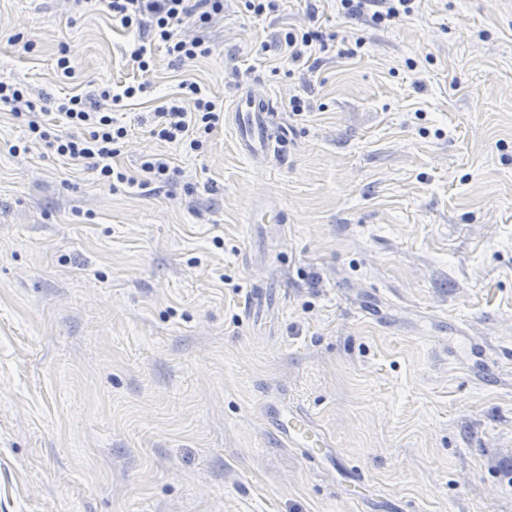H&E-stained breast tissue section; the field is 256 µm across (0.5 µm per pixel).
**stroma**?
I'll use <instances>...</instances> for the list:
<instances>
[{
	"mask_svg": "<svg viewBox=\"0 0 512 512\" xmlns=\"http://www.w3.org/2000/svg\"><path fill=\"white\" fill-rule=\"evenodd\" d=\"M317 7L357 56L284 62L305 0H224L191 66L157 50L115 113L128 173L170 160L159 190L11 153L25 132L0 107V512H512V0H421L385 26ZM125 43L73 0H0V77L34 101L139 79ZM185 79L227 107L247 81L271 95L287 153L253 165L225 118L191 154L152 137ZM262 204L281 222L250 224ZM251 280L279 290L257 323ZM459 330L504 359L496 385ZM278 401L359 480L282 445Z\"/></svg>",
	"mask_w": 512,
	"mask_h": 512,
	"instance_id": "obj_1",
	"label": "stroma"
}]
</instances>
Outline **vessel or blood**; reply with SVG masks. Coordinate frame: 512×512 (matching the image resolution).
<instances>
[{
  "instance_id": "1",
  "label": "vessel or blood",
  "mask_w": 512,
  "mask_h": 512,
  "mask_svg": "<svg viewBox=\"0 0 512 512\" xmlns=\"http://www.w3.org/2000/svg\"><path fill=\"white\" fill-rule=\"evenodd\" d=\"M272 99L251 85L241 86L234 107L235 145L239 154L256 163H266L275 150L278 128ZM270 426L279 440L300 452L312 465H336L332 441L302 408L288 404L273 406Z\"/></svg>"
}]
</instances>
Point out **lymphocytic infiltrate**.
I'll return each mask as SVG.
<instances>
[{"label":"lymphocytic infiltrate","instance_id":"1","mask_svg":"<svg viewBox=\"0 0 512 512\" xmlns=\"http://www.w3.org/2000/svg\"><path fill=\"white\" fill-rule=\"evenodd\" d=\"M94 9L106 11L127 39L125 54L133 67L148 74L155 64L156 48H164L173 62L187 66L207 57L211 46L201 30L224 11V0H84ZM345 15L354 16L373 6L372 21L386 25L412 16L419 0H339ZM198 27V34L182 35L186 25ZM320 28L287 33L283 53L288 62L314 59L334 52ZM178 96L169 98L153 114L151 132L160 140L189 151L198 150L216 130L222 103L210 97L197 82L182 81ZM145 83L128 82L99 87L96 94H79L50 99L39 107L20 84L0 80V105L23 122L29 143H45L61 157L94 170L99 181H112L145 189L162 188L170 178L167 159L148 157L139 175L127 174L115 162L119 145L127 137L126 126L103 109L136 98Z\"/></svg>","mask_w":512,"mask_h":512}]
</instances>
